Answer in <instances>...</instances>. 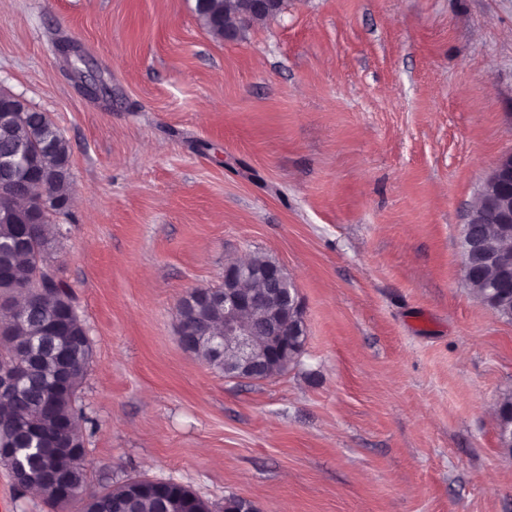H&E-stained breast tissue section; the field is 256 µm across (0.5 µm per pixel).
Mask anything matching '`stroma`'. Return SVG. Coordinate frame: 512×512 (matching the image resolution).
I'll return each instance as SVG.
<instances>
[{
    "label": "stroma",
    "mask_w": 512,
    "mask_h": 512,
    "mask_svg": "<svg viewBox=\"0 0 512 512\" xmlns=\"http://www.w3.org/2000/svg\"><path fill=\"white\" fill-rule=\"evenodd\" d=\"M195 0H0V87L71 148L53 250L93 344L88 490L224 512H512V321L468 288L467 215L512 151V0H284L213 37ZM254 253L304 307L288 371L224 377L177 303ZM20 494L0 512H79Z\"/></svg>",
    "instance_id": "1"
}]
</instances>
